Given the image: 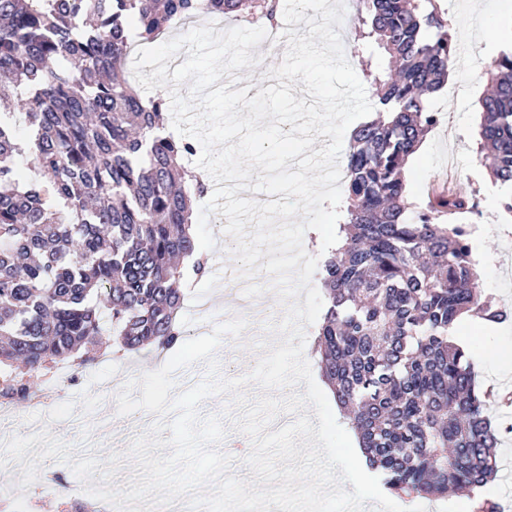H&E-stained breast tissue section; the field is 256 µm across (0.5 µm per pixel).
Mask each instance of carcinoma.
<instances>
[{
  "mask_svg": "<svg viewBox=\"0 0 512 512\" xmlns=\"http://www.w3.org/2000/svg\"><path fill=\"white\" fill-rule=\"evenodd\" d=\"M279 0H0V89L28 115L14 133L0 107V395H31L24 373L97 364L94 338L133 351L184 339L176 313L189 277L196 145L165 131V101L144 99L125 68L137 43L176 20H272ZM357 20L390 56L377 119L352 133L345 221L320 274L328 307L319 366L359 434L367 468L407 496L479 489L495 474L500 431L464 350L448 340L480 304L471 194L444 188L411 217L403 171L435 113L453 49L435 0H361ZM482 99V162L512 187V54L492 63ZM53 203L47 204L48 191Z\"/></svg>",
  "mask_w": 512,
  "mask_h": 512,
  "instance_id": "obj_1",
  "label": "carcinoma"
}]
</instances>
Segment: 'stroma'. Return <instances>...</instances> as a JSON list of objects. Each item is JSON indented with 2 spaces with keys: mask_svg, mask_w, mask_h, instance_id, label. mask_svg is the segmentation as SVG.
<instances>
[{
  "mask_svg": "<svg viewBox=\"0 0 512 512\" xmlns=\"http://www.w3.org/2000/svg\"><path fill=\"white\" fill-rule=\"evenodd\" d=\"M444 10L448 35L453 45L470 43L471 61L464 68L469 74L465 84H446L428 99L431 111L438 121L424 138L411 158L405 174V197L412 211H420L440 187H461L471 193L477 212L473 217L475 232L472 236L473 254L479 262L478 289L482 301L512 314V220L503 211V203L512 195V188L495 183L480 163L477 152L480 101L487 90V66L503 55L499 45L502 21L512 15V0H490L478 4L477 0H437ZM345 22L339 28L345 56L363 82L372 88L376 74L387 67L382 51H375L371 68H364L357 52L355 0H344ZM216 251H213L209 274L201 280L187 284V294L178 319L188 337H195L197 326L214 328L216 324L239 316V309L226 306L215 296V273L219 268L235 271L231 254L225 253L227 239L223 225H212ZM269 322L263 317L249 319L241 338L224 337L219 347L224 375L237 377L241 370L255 366L259 357L254 342L267 338ZM454 341L466 352L482 389L490 390L486 413L500 430L496 449L500 471L479 492L472 494L476 504L492 501L500 512H512V412L497 409L496 393L512 392V318L502 324L489 326L473 314H465L453 332ZM102 361L90 371L82 373L72 382L53 383L40 373L31 374L32 390L41 392L58 387L61 400L49 415L41 417V427L51 435L72 444L73 459L83 458L86 452L78 443L82 433L98 437L107 426L95 409L98 396H116L127 381L162 367L168 354L145 347L130 354L112 350L111 332L100 338ZM60 474L65 478L56 495L42 498L36 512H62L65 501L81 493L82 484L71 469L55 459H46L40 465V478Z\"/></svg>",
  "mask_w": 512,
  "mask_h": 512,
  "instance_id": "obj_1",
  "label": "stroma"
}]
</instances>
